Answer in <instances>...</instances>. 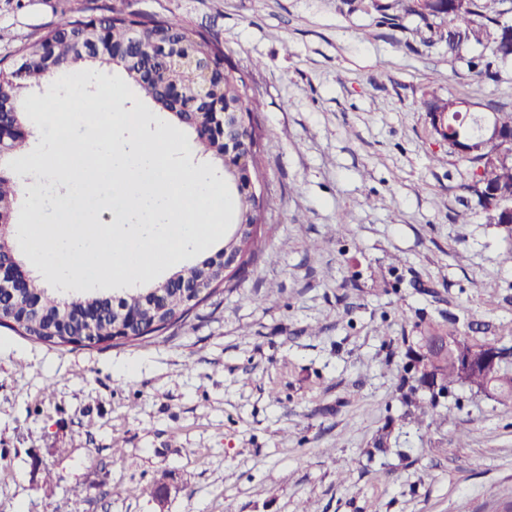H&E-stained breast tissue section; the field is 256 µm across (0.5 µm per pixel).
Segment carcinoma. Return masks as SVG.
Segmentation results:
<instances>
[{
	"instance_id": "cac0c4a2",
	"label": "carcinoma",
	"mask_w": 512,
	"mask_h": 512,
	"mask_svg": "<svg viewBox=\"0 0 512 512\" xmlns=\"http://www.w3.org/2000/svg\"><path fill=\"white\" fill-rule=\"evenodd\" d=\"M370 7L380 15L382 24L394 25L407 16L417 18L430 32L424 40L426 45L445 46L448 56L464 63L487 84L498 83L502 68L512 62V24L500 21L512 12V0H370ZM92 10L94 7L89 5L64 10L44 34L16 47L10 63L0 67V120L10 122L20 114L23 90H40L49 80L94 62L101 67H122L162 114L173 111L166 95L179 85L183 109L177 111V119L193 129L195 113L211 111L210 103L199 99L196 84L172 65L170 58L207 54L222 64L211 78L212 101L232 104L251 128L245 147L251 155L249 177L255 184H263L261 133L255 122L258 103L243 72L224 52L222 44L204 31L189 34L187 23L181 18L129 12L127 0H111L105 7L108 15L100 18L88 15ZM460 101L462 98L450 94L446 99L433 98L424 106L427 111L438 113V119L432 120L436 134L470 164L473 173L466 189L486 212L490 194L512 195V157L488 160L498 145L471 137L472 118L460 111ZM484 109L495 115L503 130L512 132V104L490 101ZM195 140L203 155L222 160L223 143L199 132L195 133ZM224 175L228 186L240 195L237 221L226 233L224 245L239 256L245 273L254 264L261 241L256 232L235 236L236 226L261 224L264 212L273 209V201L264 196L258 206L251 205L227 166ZM16 194V182L0 178V225L8 224ZM210 265L209 260L184 268L170 279L171 287L157 294L150 288H137L109 301L83 296L59 298L53 291L39 287V305L35 309L21 297H1L0 327L57 346L92 347L107 340L117 346L158 338L185 323L211 297L240 286L241 275L220 271L205 274V267ZM205 275L212 284L205 294L181 287L182 283ZM121 307L136 309L139 322L129 335L115 341L113 321ZM457 322L452 313L440 321L421 317L413 322L414 335L402 337L409 370L399 384V398L407 414L418 420L428 418L435 422L442 418L441 398L455 385L478 393L491 392L498 403L512 407V347L495 337L460 334Z\"/></svg>"
}]
</instances>
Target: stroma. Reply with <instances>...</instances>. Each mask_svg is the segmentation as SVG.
<instances>
[{"label": "stroma", "mask_w": 512, "mask_h": 512, "mask_svg": "<svg viewBox=\"0 0 512 512\" xmlns=\"http://www.w3.org/2000/svg\"><path fill=\"white\" fill-rule=\"evenodd\" d=\"M85 2L0 0V59ZM128 5L238 63L275 208L240 288L165 336L56 347L0 327V512H503L512 409L459 386L426 434L397 386L416 313L512 344V231L423 106L511 102L512 66L484 83L417 18L345 0Z\"/></svg>", "instance_id": "obj_1"}]
</instances>
